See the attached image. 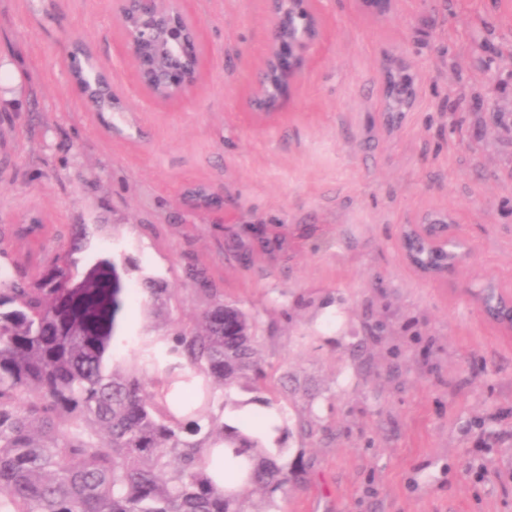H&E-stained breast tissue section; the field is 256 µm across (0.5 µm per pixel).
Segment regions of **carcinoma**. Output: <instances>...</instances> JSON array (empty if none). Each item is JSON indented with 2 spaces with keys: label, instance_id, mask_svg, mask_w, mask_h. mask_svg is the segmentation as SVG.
<instances>
[{
  "label": "carcinoma",
  "instance_id": "carcinoma-1",
  "mask_svg": "<svg viewBox=\"0 0 512 512\" xmlns=\"http://www.w3.org/2000/svg\"><path fill=\"white\" fill-rule=\"evenodd\" d=\"M93 108L112 112L102 72L85 58L72 73ZM422 263L441 265L420 239ZM187 278L213 297L200 328L177 329L131 346L113 362L116 319L127 299L117 278L66 287L58 264L34 279L0 265V512H246L254 493L275 512L278 496L306 481L307 465L281 463L286 449L267 448L264 421L224 423L240 403L226 391L243 380L270 390L256 358L252 318L224 305L204 272ZM136 294L163 308L166 289L150 277ZM249 453L242 493L228 496L208 473V450Z\"/></svg>",
  "mask_w": 512,
  "mask_h": 512
}]
</instances>
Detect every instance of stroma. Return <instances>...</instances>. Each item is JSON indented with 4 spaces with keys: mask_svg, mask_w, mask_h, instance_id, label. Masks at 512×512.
Returning <instances> with one entry per match:
<instances>
[{
    "mask_svg": "<svg viewBox=\"0 0 512 512\" xmlns=\"http://www.w3.org/2000/svg\"><path fill=\"white\" fill-rule=\"evenodd\" d=\"M112 3L0 0V264L156 279L166 313L127 300L121 337L196 327L204 269L254 318L286 464H310L281 512H512V332L473 296L512 295V0H313L320 38L269 113L248 104L267 0H193L205 66L182 104L138 88ZM76 43L120 99L107 122ZM399 67L414 97L391 122ZM431 213L474 250L445 280L400 246Z\"/></svg>",
    "mask_w": 512,
    "mask_h": 512,
    "instance_id": "obj_1",
    "label": "stroma"
}]
</instances>
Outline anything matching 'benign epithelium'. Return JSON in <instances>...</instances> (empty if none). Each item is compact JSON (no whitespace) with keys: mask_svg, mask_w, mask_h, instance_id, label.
<instances>
[{"mask_svg":"<svg viewBox=\"0 0 512 512\" xmlns=\"http://www.w3.org/2000/svg\"><path fill=\"white\" fill-rule=\"evenodd\" d=\"M270 6L273 26L268 51L257 77V95L250 101L259 112L273 110L297 83L319 35V18L310 0H270ZM115 14L139 88L163 103L189 99L204 66L203 28L190 0H115ZM156 85L165 96L157 95ZM439 219L440 224H409L400 238L410 263L409 235L413 233L436 250L454 242V255L441 272H423L432 279L448 278L473 255L472 245L459 235L450 216L444 214Z\"/></svg>","mask_w":512,"mask_h":512,"instance_id":"7a95c632","label":"benign epithelium"}]
</instances>
